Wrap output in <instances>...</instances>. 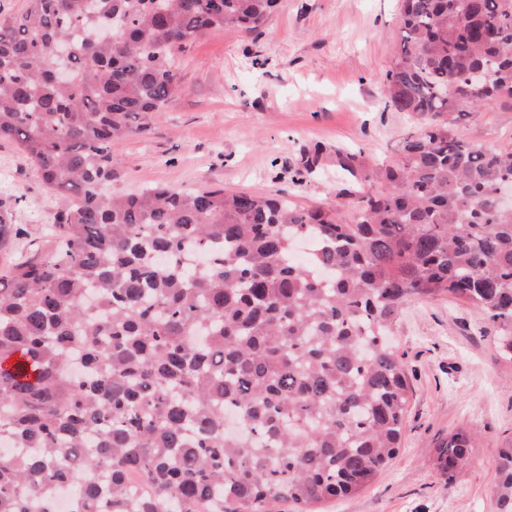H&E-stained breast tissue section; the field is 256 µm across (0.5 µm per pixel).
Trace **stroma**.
<instances>
[{
    "label": "stroma",
    "mask_w": 512,
    "mask_h": 512,
    "mask_svg": "<svg viewBox=\"0 0 512 512\" xmlns=\"http://www.w3.org/2000/svg\"><path fill=\"white\" fill-rule=\"evenodd\" d=\"M398 40V0H283L261 34L199 36L176 60L181 95L150 132L113 142V191H276L301 207L350 209L368 189L363 175L395 158L414 129L380 92ZM459 131L512 149V104L472 112ZM313 155L310 173L304 161ZM343 158L355 175L339 167ZM2 173L0 193L12 195L22 233L0 248V269L48 253L59 207L16 144L0 143ZM392 340L413 386L401 448L368 487L319 512H496L490 484L494 450L512 436V361L500 357L483 316L448 295L408 300ZM462 427L478 444L449 481L434 466L435 445Z\"/></svg>",
    "instance_id": "35a3bbf8"
}]
</instances>
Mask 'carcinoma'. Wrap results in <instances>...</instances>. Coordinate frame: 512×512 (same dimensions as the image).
<instances>
[{
    "instance_id": "obj_1",
    "label": "carcinoma",
    "mask_w": 512,
    "mask_h": 512,
    "mask_svg": "<svg viewBox=\"0 0 512 512\" xmlns=\"http://www.w3.org/2000/svg\"><path fill=\"white\" fill-rule=\"evenodd\" d=\"M279 0H27L0 15V142L62 201L54 250L0 275V512H313L383 472L412 395L388 340L443 293L512 361V151L463 139L512 101V0H400L384 108L419 129L350 210L200 187L110 190L112 141L181 92L206 32L261 33ZM120 16L110 41L93 38ZM0 198V248L20 235ZM475 438L436 445L448 479ZM491 492L512 512V438Z\"/></svg>"
}]
</instances>
